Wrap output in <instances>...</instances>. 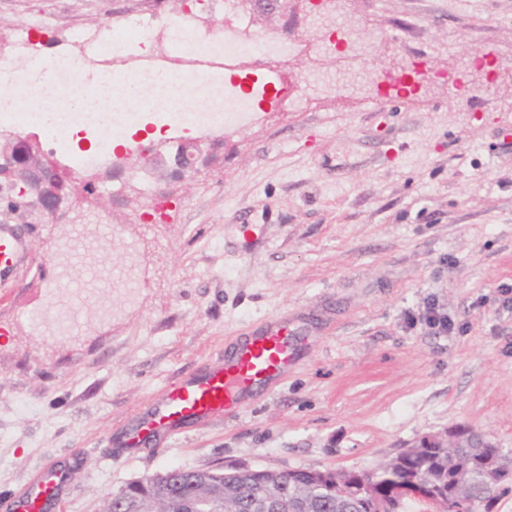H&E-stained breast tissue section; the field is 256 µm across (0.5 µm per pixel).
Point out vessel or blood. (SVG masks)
I'll return each instance as SVG.
<instances>
[{"mask_svg": "<svg viewBox=\"0 0 512 512\" xmlns=\"http://www.w3.org/2000/svg\"><path fill=\"white\" fill-rule=\"evenodd\" d=\"M25 249L18 232L0 227L1 284L13 277ZM298 353V339L287 324L268 321L260 331L239 339L223 360L174 384L127 429L121 446L135 451L179 435L194 422L236 412L254 393L275 387ZM60 483V473L42 475L14 500L12 512H42L44 499L56 496Z\"/></svg>", "mask_w": 512, "mask_h": 512, "instance_id": "vessel-or-blood-1", "label": "vessel or blood"}]
</instances>
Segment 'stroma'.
<instances>
[{"label": "stroma", "instance_id": "35a3bbf8", "mask_svg": "<svg viewBox=\"0 0 512 512\" xmlns=\"http://www.w3.org/2000/svg\"><path fill=\"white\" fill-rule=\"evenodd\" d=\"M183 0H0V40L32 26L39 51L68 37L104 41ZM249 36L339 52L292 58L296 78L353 58L359 85L302 84L276 112L267 87L248 126L201 137L194 176L139 169L137 152L92 134L110 155L71 175L56 220L4 215L28 241L0 284V512L44 470L63 473L52 512H100L129 481L229 462L270 470H364L461 423L494 435L512 459V0H283L239 9ZM93 179L99 224L125 240L86 264L77 194ZM177 204L149 216L160 195ZM134 264L133 302L92 288ZM67 271V291L56 286ZM452 330L424 319L428 302ZM66 306L116 308L51 336ZM303 345L277 386L238 412L129 453L119 441L185 374L217 362L270 318Z\"/></svg>", "mask_w": 512, "mask_h": 512}]
</instances>
